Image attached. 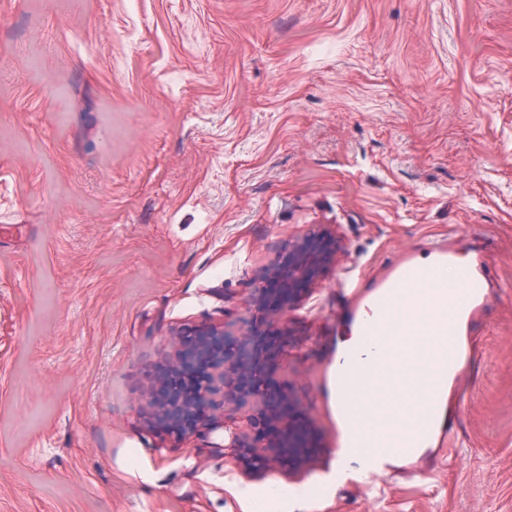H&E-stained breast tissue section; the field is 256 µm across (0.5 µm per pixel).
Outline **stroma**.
I'll return each instance as SVG.
<instances>
[{
  "label": "stroma",
  "instance_id": "obj_1",
  "mask_svg": "<svg viewBox=\"0 0 512 512\" xmlns=\"http://www.w3.org/2000/svg\"><path fill=\"white\" fill-rule=\"evenodd\" d=\"M324 225L342 250L273 370L312 470L246 477L219 431L161 446L138 397L171 336L247 318ZM450 230L512 286V0H0V512H512L499 293L454 449L323 484L340 283Z\"/></svg>",
  "mask_w": 512,
  "mask_h": 512
}]
</instances>
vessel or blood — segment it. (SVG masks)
Segmentation results:
<instances>
[{"label":"vessel or blood","mask_w":512,"mask_h":512,"mask_svg":"<svg viewBox=\"0 0 512 512\" xmlns=\"http://www.w3.org/2000/svg\"><path fill=\"white\" fill-rule=\"evenodd\" d=\"M457 244L453 236L424 241L420 250L397 253L369 274L357 275L342 283V292L349 303L347 324L366 337L367 358L384 363L389 337H402L409 346L417 348L423 346L428 336L464 335L470 325L483 319L489 297L498 283L481 254H474L469 266L459 272L454 282L438 277V267L454 262ZM423 254L433 258V266L420 263L419 257ZM435 294L452 296L456 315H448L444 310L433 315L411 311L413 299ZM470 358V352L464 350L448 353L443 344L436 345L434 353L426 355L434 379L423 408L422 425L418 430L408 431L387 424L381 432L384 445L411 448L421 440L427 447L441 450L449 445L453 427L448 411L449 392L463 388L460 366ZM362 360L342 356L344 370L337 373L333 385L338 414L352 429L356 428L357 419L350 411L349 393L355 387L352 373L360 369Z\"/></svg>","instance_id":"b4317fda"}]
</instances>
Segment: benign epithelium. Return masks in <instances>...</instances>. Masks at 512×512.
Masks as SVG:
<instances>
[{
	"label": "benign epithelium",
	"mask_w": 512,
	"mask_h": 512,
	"mask_svg": "<svg viewBox=\"0 0 512 512\" xmlns=\"http://www.w3.org/2000/svg\"><path fill=\"white\" fill-rule=\"evenodd\" d=\"M340 249L336 235L326 229L302 237L289 245L285 258L264 269L261 279L274 287L254 289L255 320L201 323L174 334V357L142 389L140 409L148 427L160 436L178 437L201 428L222 429V448L232 449L242 470L252 476L284 467L296 473L309 468L310 434L296 423L302 401L290 391L270 387L266 378L268 356L285 350L291 341L281 336L274 349L267 332L288 321V312L311 294L323 269L336 263ZM218 392L230 411L256 412L250 429L231 425L229 414L209 413Z\"/></svg>",
	"instance_id": "7a95c632"
}]
</instances>
